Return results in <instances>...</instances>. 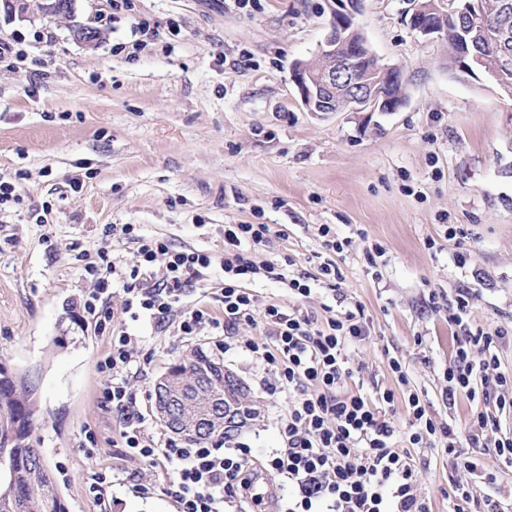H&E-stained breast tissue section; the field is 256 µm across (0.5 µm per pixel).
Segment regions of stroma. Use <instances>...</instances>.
Returning a JSON list of instances; mask_svg holds the SVG:
<instances>
[{"label": "stroma", "mask_w": 512, "mask_h": 512, "mask_svg": "<svg viewBox=\"0 0 512 512\" xmlns=\"http://www.w3.org/2000/svg\"><path fill=\"white\" fill-rule=\"evenodd\" d=\"M0 5V37L18 42L19 69L0 64V177L16 204L0 209V362L39 376L37 425L69 512H175L163 494L142 499L151 468L120 455L116 414L101 401L96 362L109 337L84 320L91 283L84 265L109 246L122 265L138 259L122 225L173 248L224 251L228 224H268L259 264L291 257V275L310 277L304 310L325 317L362 306L371 336L350 352L363 371L349 386L396 388L389 356L431 402L437 421L459 427L464 394L447 403L443 372L455 337L512 328V100L486 80L455 78L443 42L406 24L407 0H363L355 17L383 62L416 71L396 112L311 116L293 81L296 60L317 49L328 0H75L70 17ZM153 38L143 39L139 23ZM99 32L97 41L79 30ZM146 46L132 51L138 41ZM350 245L335 261L337 290L318 280L321 225ZM384 250L377 262L368 255ZM470 297L463 325L448 302ZM141 370L130 388L153 432L156 380L200 348L248 388L258 416L234 439L262 457L279 448L277 422L289 395L252 354L223 351L224 335L181 336L138 323ZM96 444L85 451V430ZM487 433L482 459L495 484L482 498L512 512V467ZM443 448L423 449L418 485L432 512H452L451 481H468ZM119 470L101 499L93 471Z\"/></svg>", "instance_id": "1"}]
</instances>
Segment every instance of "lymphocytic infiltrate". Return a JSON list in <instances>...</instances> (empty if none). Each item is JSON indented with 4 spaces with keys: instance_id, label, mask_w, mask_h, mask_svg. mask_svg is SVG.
I'll return each mask as SVG.
<instances>
[{
    "instance_id": "f902f5d3",
    "label": "lymphocytic infiltrate",
    "mask_w": 512,
    "mask_h": 512,
    "mask_svg": "<svg viewBox=\"0 0 512 512\" xmlns=\"http://www.w3.org/2000/svg\"><path fill=\"white\" fill-rule=\"evenodd\" d=\"M124 232L135 235L129 224ZM270 232L266 224L225 225L224 256L219 260L207 251L176 250L165 240L135 235L138 264L120 266L106 247L85 264L95 286L83 302V312L99 331L111 335L97 368L108 377L102 398L120 416L122 455L171 469L162 482L135 484L136 493L144 499L162 493L177 512H257L262 500L256 485L265 475L286 489L276 500V512H431L417 487L411 451L440 443L452 455L460 443L480 447L484 432L498 430L497 411L512 409V374L500 372L489 350L505 338V330H479L457 339L445 373V394L467 395L470 415L462 429L437 422L398 358L388 360L396 389L376 398L350 391L347 382L356 369L349 350L369 337L363 309L321 322L300 308V301L311 293L307 277L287 276L278 263L257 265L249 254L252 247L267 242ZM216 265L224 272V286L215 296L222 305L218 314L188 301L192 283ZM258 277L286 284L288 301L254 294L247 283ZM118 287L124 299L114 310L108 299ZM143 317L156 329L176 323L185 336L223 331L225 350L243 347L261 362L274 378V389L290 394L278 421L280 448L259 459L239 444L157 440L129 388L140 363L127 324ZM256 321L263 323L265 339L239 342V325ZM477 348L486 353L479 362L472 358ZM398 400L407 410L403 429L386 413ZM491 400L497 406L493 412L487 406Z\"/></svg>"
}]
</instances>
